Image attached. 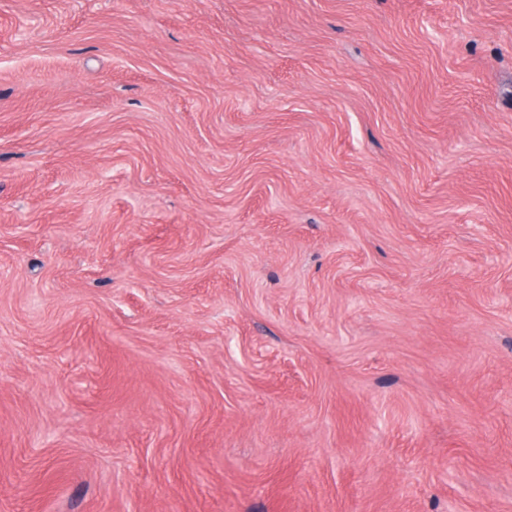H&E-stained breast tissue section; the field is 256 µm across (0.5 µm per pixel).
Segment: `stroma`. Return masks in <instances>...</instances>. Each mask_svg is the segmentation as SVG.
Segmentation results:
<instances>
[{
  "instance_id": "1",
  "label": "stroma",
  "mask_w": 512,
  "mask_h": 512,
  "mask_svg": "<svg viewBox=\"0 0 512 512\" xmlns=\"http://www.w3.org/2000/svg\"><path fill=\"white\" fill-rule=\"evenodd\" d=\"M0 512H512V0H0Z\"/></svg>"
}]
</instances>
